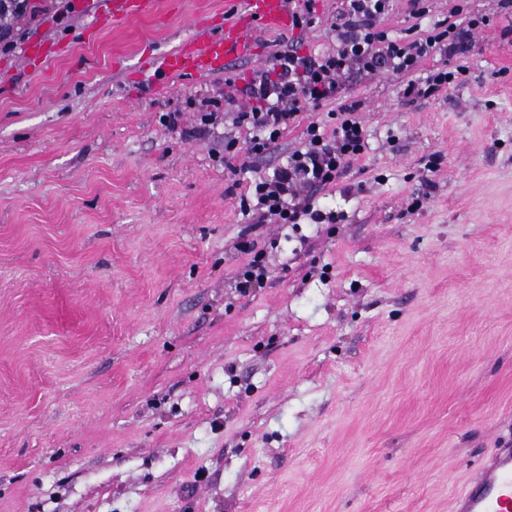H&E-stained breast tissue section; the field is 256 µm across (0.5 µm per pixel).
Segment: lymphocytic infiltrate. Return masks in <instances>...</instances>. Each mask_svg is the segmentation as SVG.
Listing matches in <instances>:
<instances>
[{
    "label": "lymphocytic infiltrate",
    "mask_w": 512,
    "mask_h": 512,
    "mask_svg": "<svg viewBox=\"0 0 512 512\" xmlns=\"http://www.w3.org/2000/svg\"><path fill=\"white\" fill-rule=\"evenodd\" d=\"M340 2L328 28L334 49L304 54L298 44L287 43L272 54L269 66L252 71L243 88L247 103L237 105L228 98L223 113L204 112L198 118L197 131L203 134L220 122L222 114H229L234 127L247 131L249 153L260 158L297 126L308 107L336 104L333 129L309 123L301 147L272 174L256 176L240 194V211L254 223L272 219L296 224L305 215L317 223L325 221V214L313 209L307 190L335 183L367 144L360 104L346 96L352 76L371 78L387 71L406 76V101L432 96L454 85L457 75L440 67L421 78V63L437 53H465L471 32L486 22L482 16L464 17L462 0H455L448 18L434 22L425 34L397 37L383 27L395 0Z\"/></svg>",
    "instance_id": "1"
}]
</instances>
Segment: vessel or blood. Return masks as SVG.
Listing matches in <instances>:
<instances>
[{
    "label": "vessel or blood",
    "instance_id": "obj_1",
    "mask_svg": "<svg viewBox=\"0 0 512 512\" xmlns=\"http://www.w3.org/2000/svg\"><path fill=\"white\" fill-rule=\"evenodd\" d=\"M228 17L222 31L198 24L173 52L152 65L148 82L154 91L165 88L164 78L192 80L224 70L227 63L255 53L257 30L280 32L292 23L288 0H226ZM160 0H106L94 18V27H110L133 17H151ZM457 512H512V448L501 449L488 460L475 483L456 499Z\"/></svg>",
    "mask_w": 512,
    "mask_h": 512
}]
</instances>
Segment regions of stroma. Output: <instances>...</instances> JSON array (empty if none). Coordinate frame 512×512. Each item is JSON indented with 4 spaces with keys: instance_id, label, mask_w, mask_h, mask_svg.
I'll use <instances>...</instances> for the list:
<instances>
[{
    "instance_id": "stroma-1",
    "label": "stroma",
    "mask_w": 512,
    "mask_h": 512,
    "mask_svg": "<svg viewBox=\"0 0 512 512\" xmlns=\"http://www.w3.org/2000/svg\"><path fill=\"white\" fill-rule=\"evenodd\" d=\"M0 51V512H455L512 448V12L448 60L453 89L350 82L365 153L312 191L333 224H262L240 290L224 109L280 36L150 94L148 66L225 0L90 33L96 0H28ZM63 44L47 65L30 42ZM233 77L234 86L224 83ZM180 111L178 126L163 113ZM257 244L255 240L247 239L246 234H243L242 240L239 242V250L244 254L251 255V260L238 275V288H250L255 280H259L265 275V266L261 261V252L256 251Z\"/></svg>"
}]
</instances>
